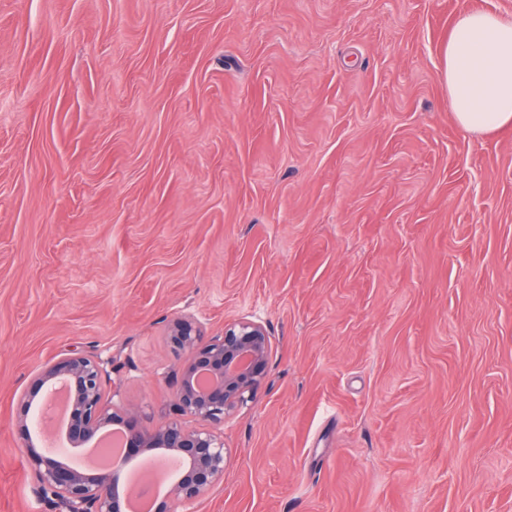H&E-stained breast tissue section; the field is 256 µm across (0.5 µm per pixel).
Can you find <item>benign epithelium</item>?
I'll list each match as a JSON object with an SVG mask.
<instances>
[{"label":"benign epithelium","instance_id":"obj_1","mask_svg":"<svg viewBox=\"0 0 512 512\" xmlns=\"http://www.w3.org/2000/svg\"><path fill=\"white\" fill-rule=\"evenodd\" d=\"M177 352L188 353L179 367L175 410L177 417L152 429L138 426L133 414L112 408L105 400L103 370L92 355L71 352L47 363L37 374L32 396L42 395L47 407L57 387L69 396L65 437L74 446L91 442L108 425L123 424L127 452L103 471H88L63 462L31 438L28 414L20 427L23 453L36 478V493L52 498L58 512H127L123 474L136 458L172 456L183 469L153 512H177L224 480V439L216 426L253 398L267 375L270 337L259 322L240 319L224 325L217 336H206L195 322L180 318L169 329ZM209 378L199 384L201 376ZM189 416L198 422L190 426Z\"/></svg>","mask_w":512,"mask_h":512}]
</instances>
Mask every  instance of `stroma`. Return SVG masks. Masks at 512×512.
<instances>
[{
    "label": "stroma",
    "mask_w": 512,
    "mask_h": 512,
    "mask_svg": "<svg viewBox=\"0 0 512 512\" xmlns=\"http://www.w3.org/2000/svg\"><path fill=\"white\" fill-rule=\"evenodd\" d=\"M512 0H0V512L39 369L173 416L177 318L261 322L224 480L179 512H512V127L454 18ZM443 76L457 125L484 134L512 125V18L460 13L444 50Z\"/></svg>",
    "instance_id": "35a3bbf8"
}]
</instances>
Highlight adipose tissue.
<instances>
[{
    "instance_id": "adipose-tissue-1",
    "label": "adipose tissue",
    "mask_w": 512,
    "mask_h": 512,
    "mask_svg": "<svg viewBox=\"0 0 512 512\" xmlns=\"http://www.w3.org/2000/svg\"><path fill=\"white\" fill-rule=\"evenodd\" d=\"M443 76L457 125L484 134L512 125V18L460 13L444 50Z\"/></svg>"
}]
</instances>
